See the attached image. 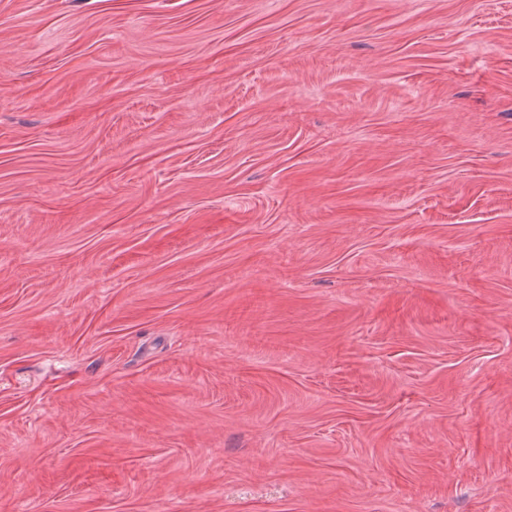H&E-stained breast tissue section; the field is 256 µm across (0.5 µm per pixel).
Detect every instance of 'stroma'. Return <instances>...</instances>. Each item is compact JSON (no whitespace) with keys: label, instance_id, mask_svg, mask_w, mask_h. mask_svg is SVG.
Wrapping results in <instances>:
<instances>
[{"label":"stroma","instance_id":"obj_1","mask_svg":"<svg viewBox=\"0 0 512 512\" xmlns=\"http://www.w3.org/2000/svg\"><path fill=\"white\" fill-rule=\"evenodd\" d=\"M0 512H512V0H0Z\"/></svg>","mask_w":512,"mask_h":512}]
</instances>
